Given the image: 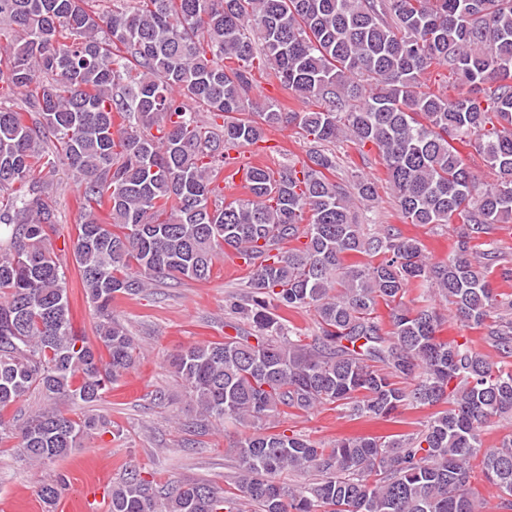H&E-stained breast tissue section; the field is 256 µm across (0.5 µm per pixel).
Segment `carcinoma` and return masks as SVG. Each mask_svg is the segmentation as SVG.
<instances>
[{"mask_svg": "<svg viewBox=\"0 0 512 512\" xmlns=\"http://www.w3.org/2000/svg\"><path fill=\"white\" fill-rule=\"evenodd\" d=\"M0 25L12 36L0 49V443L17 440L40 467L108 428L53 407L16 426L1 411L35 391L101 401L137 359L115 300L207 282L230 252L248 271L230 312L250 329L184 347L171 368L193 431L240 428L235 470L223 489L162 490L127 469L110 512H477L476 467L497 512H512V435L484 444L512 421V293L490 281L512 268L485 240L512 221V0H0ZM433 67L456 77V95L427 84ZM257 72L319 106L253 101ZM282 125L308 137L307 159L250 166L246 196L227 199L228 153ZM341 139L378 150L405 221L458 225L446 262L392 224L357 222L354 201L374 200L377 181H336L328 145ZM466 147L492 181H478ZM61 170L81 190L72 253L92 339L73 325L54 249ZM412 288L452 305L491 352L441 336L435 308L404 301ZM302 308L318 324L310 343L282 315ZM324 405L435 411L418 433L329 448L278 429ZM284 473L313 479L294 487ZM63 485L42 482L40 501L54 507Z\"/></svg>", "mask_w": 512, "mask_h": 512, "instance_id": "cac0c4a2", "label": "carcinoma"}]
</instances>
